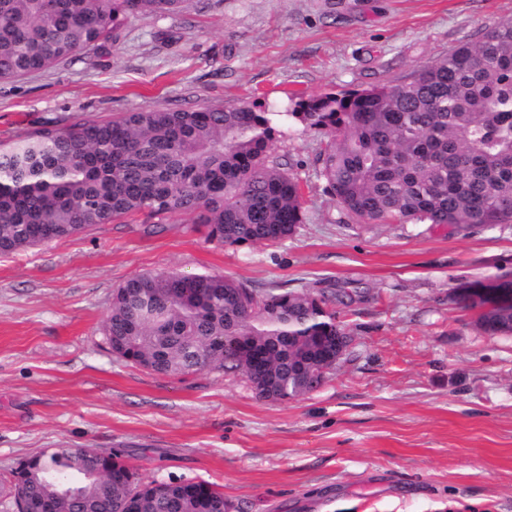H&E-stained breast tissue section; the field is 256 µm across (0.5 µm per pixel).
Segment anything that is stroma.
Here are the masks:
<instances>
[{
    "label": "stroma",
    "instance_id": "obj_1",
    "mask_svg": "<svg viewBox=\"0 0 512 512\" xmlns=\"http://www.w3.org/2000/svg\"><path fill=\"white\" fill-rule=\"evenodd\" d=\"M512 18V0H184L112 39L0 80V143L75 118L227 108L394 85ZM271 160L305 220L282 242L207 241L146 215L0 255V512L53 448L121 451L143 481L217 485L230 512H512V335L484 336L454 287L512 272V224H359L318 177L322 136L280 122ZM212 273L257 291L349 293L355 340L316 391L260 399L245 376L159 375L115 356L112 291Z\"/></svg>",
    "mask_w": 512,
    "mask_h": 512
}]
</instances>
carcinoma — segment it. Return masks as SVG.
Instances as JSON below:
<instances>
[{"label":"carcinoma","mask_w":512,"mask_h":512,"mask_svg":"<svg viewBox=\"0 0 512 512\" xmlns=\"http://www.w3.org/2000/svg\"><path fill=\"white\" fill-rule=\"evenodd\" d=\"M182 0H0V79L42 70L112 38L127 15ZM284 116L325 139L324 190L364 224H512V20L488 27L410 81L300 97ZM280 134L257 105L138 110L44 126L0 149V254L143 213L192 216L221 245L292 237L300 181L269 159ZM488 336L512 335V273L459 285ZM323 291L261 294L219 274L145 273L112 293V353L158 374L217 369L295 400L325 376L344 321ZM27 512H229L212 483L144 482L112 449L56 448L14 472Z\"/></svg>","instance_id":"obj_1"}]
</instances>
